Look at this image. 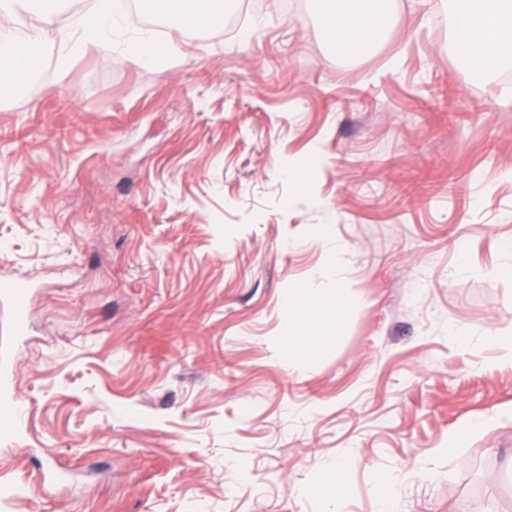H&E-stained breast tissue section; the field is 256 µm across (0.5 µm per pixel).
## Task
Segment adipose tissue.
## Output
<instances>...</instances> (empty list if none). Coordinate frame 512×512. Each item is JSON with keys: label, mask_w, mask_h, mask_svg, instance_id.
Masks as SVG:
<instances>
[{"label": "adipose tissue", "mask_w": 512, "mask_h": 512, "mask_svg": "<svg viewBox=\"0 0 512 512\" xmlns=\"http://www.w3.org/2000/svg\"><path fill=\"white\" fill-rule=\"evenodd\" d=\"M383 0H317L321 32L337 54L358 56L371 50L390 23ZM465 24L454 41V49L474 73H491L512 68V0H450ZM24 9L40 16L42 25L27 39L0 38V86L20 84L27 64L45 50L46 33L56 25L70 29L73 49L108 54L116 37H125L131 60L152 64L161 52L159 45L135 37V16L115 10L112 0H95L93 8L66 15L63 0H0L1 12ZM140 14L172 16L181 29L198 27L215 20L212 0H140ZM138 13V14H139ZM321 300L315 289H289L282 306L288 331V356L316 365L329 341L306 335L312 311Z\"/></svg>", "instance_id": "obj_1"}]
</instances>
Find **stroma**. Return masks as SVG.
Returning a JSON list of instances; mask_svg holds the SVG:
<instances>
[{
  "instance_id": "obj_1",
  "label": "stroma",
  "mask_w": 512,
  "mask_h": 512,
  "mask_svg": "<svg viewBox=\"0 0 512 512\" xmlns=\"http://www.w3.org/2000/svg\"><path fill=\"white\" fill-rule=\"evenodd\" d=\"M392 12L347 58L314 0H226L143 20L158 65L0 93V278L34 284L0 512H379L381 473L401 512H512V70L465 74L445 0ZM299 285L359 300L309 369ZM315 288L302 285L290 288L282 306V319L288 330V361L298 358L307 366L316 365L329 347L324 336H309L302 332L311 321L312 310L324 303ZM349 464L348 461L330 463L318 482L305 488L306 492L336 502L343 500L348 494L345 473Z\"/></svg>"
}]
</instances>
